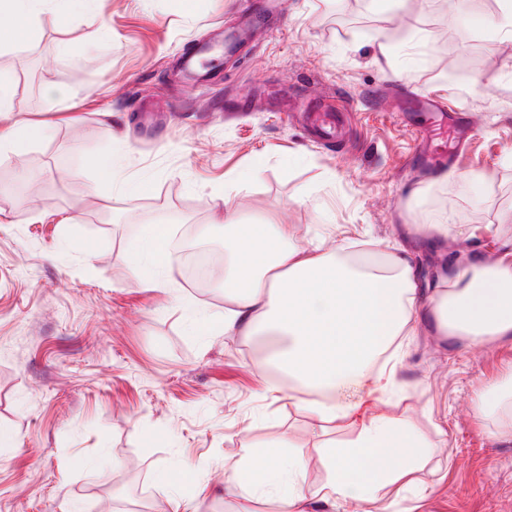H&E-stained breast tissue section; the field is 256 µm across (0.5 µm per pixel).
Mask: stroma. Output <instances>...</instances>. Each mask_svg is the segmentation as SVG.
<instances>
[{
    "label": "stroma",
    "mask_w": 512,
    "mask_h": 512,
    "mask_svg": "<svg viewBox=\"0 0 512 512\" xmlns=\"http://www.w3.org/2000/svg\"><path fill=\"white\" fill-rule=\"evenodd\" d=\"M257 0H72L67 14L0 25V74L14 79L0 128L35 135L0 158V512H169L161 481L205 512L224 510V469L244 448L279 440L324 476L320 447L343 440L289 400L255 336L221 334L224 289L150 286L136 245L144 229L190 231L223 247L215 196L244 220L293 224L298 246L356 260L364 243L407 249L425 277L449 243L493 253L512 235V42H499L496 0H283L247 48L224 37ZM392 47L381 56L379 42ZM212 43L189 82L182 59ZM469 54L489 64L467 70ZM402 94L465 110L474 133L448 178L411 165ZM301 96L340 108L329 145L279 111ZM120 167L128 190L113 186ZM486 174L463 186L459 178ZM417 198H410L412 189ZM455 224L428 244L423 227ZM512 371V345L442 346L410 337L401 388L377 409L433 445L413 488L385 512H512L507 419L479 416L476 397Z\"/></svg>",
    "instance_id": "obj_1"
}]
</instances>
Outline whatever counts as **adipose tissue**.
Wrapping results in <instances>:
<instances>
[{"label": "adipose tissue", "mask_w": 512, "mask_h": 512, "mask_svg": "<svg viewBox=\"0 0 512 512\" xmlns=\"http://www.w3.org/2000/svg\"><path fill=\"white\" fill-rule=\"evenodd\" d=\"M214 219L229 241L222 333L268 337L272 364L313 393L307 408L353 433L344 444L324 445V479L314 486L285 442L246 449L225 473L237 499L229 512H255L262 499L285 512H316L336 499L375 512L430 446L374 409L394 393L402 359L394 345L420 329L442 344L512 343V236L494 255L475 249L449 261L426 295L406 252L390 254L384 268L359 269L297 246L295 225L240 223L224 197L214 200Z\"/></svg>", "instance_id": "adipose-tissue-1"}]
</instances>
